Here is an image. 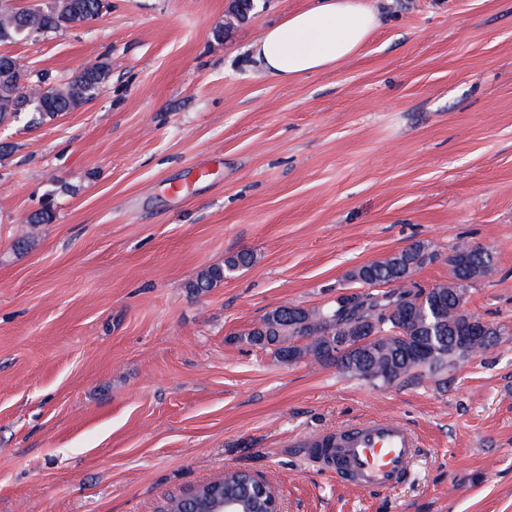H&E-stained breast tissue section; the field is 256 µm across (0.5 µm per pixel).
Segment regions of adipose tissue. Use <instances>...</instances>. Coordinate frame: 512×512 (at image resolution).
Listing matches in <instances>:
<instances>
[{
    "mask_svg": "<svg viewBox=\"0 0 512 512\" xmlns=\"http://www.w3.org/2000/svg\"><path fill=\"white\" fill-rule=\"evenodd\" d=\"M378 25L369 0H308L266 27L251 56L266 75L297 81L355 56Z\"/></svg>",
    "mask_w": 512,
    "mask_h": 512,
    "instance_id": "1",
    "label": "adipose tissue"
}]
</instances>
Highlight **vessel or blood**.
Returning a JSON list of instances; mask_svg holds the SVG:
<instances>
[{"label": "vessel or blood", "instance_id": "vessel-or-blood-1", "mask_svg": "<svg viewBox=\"0 0 512 512\" xmlns=\"http://www.w3.org/2000/svg\"><path fill=\"white\" fill-rule=\"evenodd\" d=\"M310 460L360 490L388 491L409 475L418 441L403 422L385 416L300 440Z\"/></svg>", "mask_w": 512, "mask_h": 512}]
</instances>
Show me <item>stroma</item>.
<instances>
[{
	"mask_svg": "<svg viewBox=\"0 0 512 512\" xmlns=\"http://www.w3.org/2000/svg\"><path fill=\"white\" fill-rule=\"evenodd\" d=\"M304 2L228 30L229 0H112L0 49L58 75L112 63L75 110L0 125V512H166L229 469L284 512H512V0H373L358 55L280 83L249 46ZM48 197L54 221L29 223ZM463 241L493 255L465 308L501 336L444 380L376 386L243 339L416 242L414 282L447 283ZM379 414L421 442L392 491L296 446ZM253 262V254L242 251L224 260V266H211L201 271L197 277L190 281L187 288L194 293L208 292L224 281L228 273L249 267Z\"/></svg>",
	"mask_w": 512,
	"mask_h": 512,
	"instance_id": "1",
	"label": "stroma"
}]
</instances>
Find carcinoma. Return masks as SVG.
Returning <instances> with one entry per match:
<instances>
[{
	"instance_id": "carcinoma-1",
	"label": "carcinoma",
	"mask_w": 512,
	"mask_h": 512,
	"mask_svg": "<svg viewBox=\"0 0 512 512\" xmlns=\"http://www.w3.org/2000/svg\"><path fill=\"white\" fill-rule=\"evenodd\" d=\"M110 9L111 4L105 0H47L33 21L0 5V45L27 39V26L34 22L46 36L71 24L98 18ZM111 73L112 64L100 61L64 79L45 70H20L14 57L0 54V123L27 114L30 123L40 124L71 112L93 99ZM424 260V246L416 242L382 261L362 265L350 273V279L369 290L343 292L322 313L281 306L250 330L246 341L271 352L280 361L305 355L320 363H334L343 372L376 386L415 375L439 377L456 361L481 355L496 343L497 328L488 323L485 335L489 339H476L462 350L453 344L456 336L474 335L471 318L458 315L457 306L465 303L466 287L488 273L493 257L479 246H455L448 258V283L428 291L411 281ZM252 262V253L239 252L226 258L224 265L201 271L188 288L197 294L205 293L223 282L228 273ZM376 285H388L390 289L376 290ZM369 322L386 338L340 357L333 353L329 339L350 343ZM297 340L305 341L304 346L293 345ZM252 477L254 474L245 470L228 471L224 493L242 497L240 512H268L270 505L256 497Z\"/></svg>"
}]
</instances>
